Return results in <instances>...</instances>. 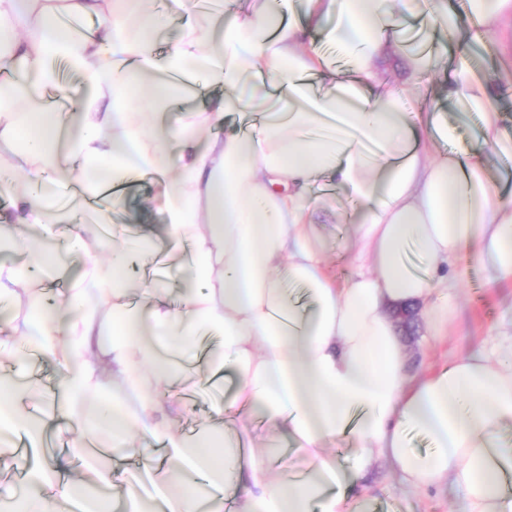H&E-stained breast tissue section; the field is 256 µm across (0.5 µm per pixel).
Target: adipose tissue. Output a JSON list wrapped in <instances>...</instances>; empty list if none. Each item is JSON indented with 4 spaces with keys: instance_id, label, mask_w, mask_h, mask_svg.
Instances as JSON below:
<instances>
[{
    "instance_id": "obj_1",
    "label": "adipose tissue",
    "mask_w": 512,
    "mask_h": 512,
    "mask_svg": "<svg viewBox=\"0 0 512 512\" xmlns=\"http://www.w3.org/2000/svg\"><path fill=\"white\" fill-rule=\"evenodd\" d=\"M149 0H0V239L15 253L40 246L45 261L60 253L57 225L82 249V270L59 309L31 308L37 293L26 264L0 259V299L28 304L27 315L0 324L25 352L59 372L62 417L89 422L55 465L88 456L100 436L112 455L133 457L136 438L153 434L169 462L161 498L133 485L116 488L111 472L70 476L53 487L15 452L28 434L26 398L39 393L24 368L0 374V463L27 472L21 512H364L366 474L386 466L408 486H449L460 512H512V344L485 348L433 371L415 369L392 319L422 304L439 338L452 295L457 257L471 253L493 280H512V197L487 173L482 150L465 159L434 156L447 127L393 86L381 62L404 42L397 0H300L303 22L278 21L259 0H234L206 27L187 26L164 58L154 49L160 22ZM512 9V0H468L465 22L424 0L426 35L451 32L482 42ZM98 18L71 36L69 18ZM348 57L342 79L320 57H303L314 31ZM86 89L70 110L43 104L61 88L57 62ZM493 74L477 76L468 52L448 82L462 112L484 115L482 143H501L490 92ZM223 86L212 97L213 86ZM205 99L203 108L166 119L160 103ZM228 112H254L240 132L200 136ZM24 194L14 192L19 171ZM69 174L76 184L123 187L135 174L156 182L163 233L137 232L153 254L187 259L179 303L126 275L130 248L105 235L88 247L74 205L48 188ZM328 183L358 204L349 246L355 272L329 274L313 220L315 189ZM415 245L429 262L407 259ZM301 286L307 302L285 285ZM112 313L111 326L98 318ZM220 335L217 367L231 372L232 395L212 407L213 431L177 427L178 410L159 383L196 382L183 352ZM106 392L95 410L90 394ZM266 424L256 435L253 419ZM420 432L428 452L410 448ZM288 438L302 470L275 473L269 457ZM348 444L340 467L329 444Z\"/></svg>"
}]
</instances>
